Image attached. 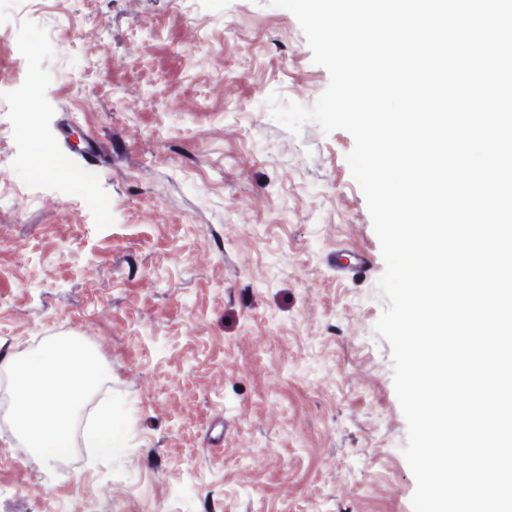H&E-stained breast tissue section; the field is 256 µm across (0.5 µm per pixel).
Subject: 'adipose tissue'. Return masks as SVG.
<instances>
[{
	"mask_svg": "<svg viewBox=\"0 0 512 512\" xmlns=\"http://www.w3.org/2000/svg\"><path fill=\"white\" fill-rule=\"evenodd\" d=\"M16 370L19 431L46 459L65 456L74 415L102 374L96 355L73 344H49Z\"/></svg>",
	"mask_w": 512,
	"mask_h": 512,
	"instance_id": "obj_1",
	"label": "adipose tissue"
}]
</instances>
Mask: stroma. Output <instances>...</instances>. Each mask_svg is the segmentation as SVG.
<instances>
[{"label": "stroma", "mask_w": 512, "mask_h": 512, "mask_svg": "<svg viewBox=\"0 0 512 512\" xmlns=\"http://www.w3.org/2000/svg\"><path fill=\"white\" fill-rule=\"evenodd\" d=\"M328 82L269 0H0V357L92 349L125 436L0 422V512H413L354 140L267 103ZM87 442L102 456H112L114 451L124 448L123 435L115 429L112 413L101 416L97 427L87 434Z\"/></svg>", "instance_id": "stroma-1"}]
</instances>
